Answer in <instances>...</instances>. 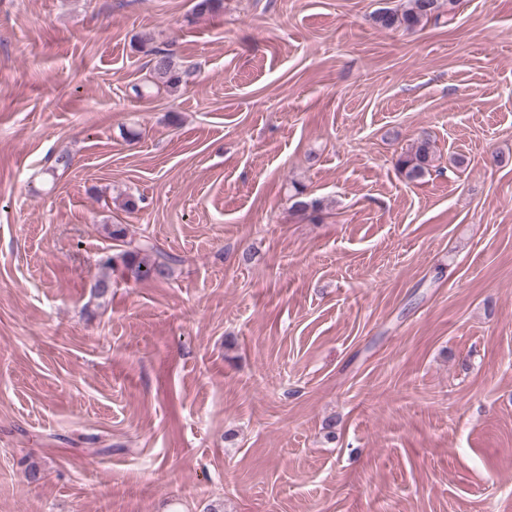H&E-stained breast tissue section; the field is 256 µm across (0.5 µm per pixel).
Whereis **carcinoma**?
<instances>
[{
	"instance_id": "1",
	"label": "carcinoma",
	"mask_w": 512,
	"mask_h": 512,
	"mask_svg": "<svg viewBox=\"0 0 512 512\" xmlns=\"http://www.w3.org/2000/svg\"><path fill=\"white\" fill-rule=\"evenodd\" d=\"M442 6L441 0H407L404 9H381L374 14L373 20L384 29H413L424 22L439 20ZM137 49L150 60L146 83L133 87L136 97L147 96L150 89L175 92L187 84L192 72L178 64L174 53L154 46L152 33L144 32L137 36ZM433 161V146L429 139L424 138L398 160V168L405 180L413 183L430 174ZM291 200L293 211L298 215L318 211L319 203L306 200L303 190L299 188L295 189ZM105 230L109 238L123 244V250L101 258L102 267L112 269L120 265L137 280H158L171 275L176 258L161 250L153 241L148 238H127L126 229L120 224L107 226Z\"/></svg>"
}]
</instances>
